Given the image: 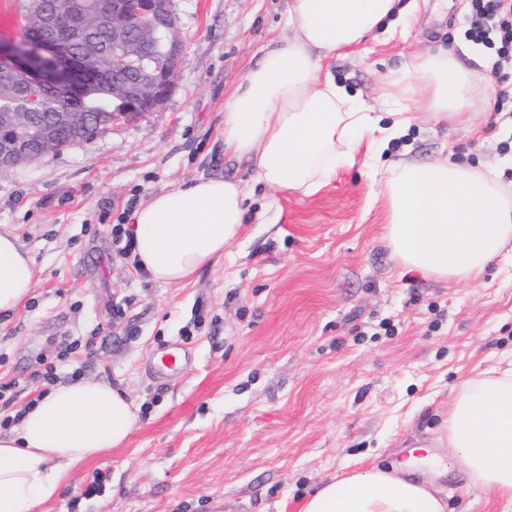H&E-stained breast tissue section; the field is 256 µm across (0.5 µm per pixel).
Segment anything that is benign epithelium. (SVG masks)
<instances>
[{
  "label": "benign epithelium",
  "instance_id": "benign-epithelium-1",
  "mask_svg": "<svg viewBox=\"0 0 512 512\" xmlns=\"http://www.w3.org/2000/svg\"><path fill=\"white\" fill-rule=\"evenodd\" d=\"M112 27V68L92 70L85 57L75 55L73 42L57 36L70 27ZM177 19L171 0H101L91 13L59 10L43 18L41 36L34 40L0 43V66L15 76L9 82L12 98L22 108H38V94L51 88L65 92L69 106L57 113L58 123L80 130L86 123L81 108L88 88L98 82L112 84L120 102L112 120L153 112L165 101L182 49L176 37ZM0 151V166L28 164L62 149L54 133L28 121L11 124Z\"/></svg>",
  "mask_w": 512,
  "mask_h": 512
}]
</instances>
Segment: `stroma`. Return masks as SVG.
<instances>
[{
	"instance_id": "obj_1",
	"label": "stroma",
	"mask_w": 512,
	"mask_h": 512,
	"mask_svg": "<svg viewBox=\"0 0 512 512\" xmlns=\"http://www.w3.org/2000/svg\"><path fill=\"white\" fill-rule=\"evenodd\" d=\"M293 0H173L181 63L158 109L90 142L0 171V229L29 255L35 288L0 317V378L93 339L82 377L134 403L128 441L71 467L34 512H301L319 483L414 448L447 455L460 386L512 365V263L474 280L407 270L387 238L381 188L360 148L311 195L259 182L224 149V106L264 52L292 38ZM471 0H416L404 36L382 32L325 59L338 85L386 115L380 90L412 57L452 52L476 81L466 124L420 116L388 162L436 157L502 174L512 136L495 110L512 68L465 39ZM248 184L228 255L160 284L113 256L112 227L198 178ZM122 316H114L115 304ZM178 370L158 375L164 347ZM105 476L86 495L94 472ZM447 512H505L458 466L435 482Z\"/></svg>"
}]
</instances>
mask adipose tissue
<instances>
[{
  "mask_svg": "<svg viewBox=\"0 0 512 512\" xmlns=\"http://www.w3.org/2000/svg\"><path fill=\"white\" fill-rule=\"evenodd\" d=\"M398 0H294V37L268 49L225 107L224 148L247 157L258 181L311 195L352 165L361 144L372 156L378 119L336 84L322 62L382 29ZM473 77L446 53L419 55L385 83L381 97L399 134L411 111L469 121ZM387 239L401 263L437 277L469 280L512 243V198L491 170L444 159L380 171ZM248 188L201 178L155 195L132 215L140 268L163 284L191 281L223 256L245 220ZM34 271L16 236L0 231V315L32 294ZM138 417L109 384L80 380L52 387L0 437V512H33L56 493L72 466L121 445ZM448 452L473 485L512 505V373L470 379L448 412ZM432 485L400 471L367 469L322 484L302 512H447Z\"/></svg>",
  "mask_w": 512,
  "mask_h": 512,
  "instance_id": "ef3b65f1",
  "label": "adipose tissue"
}]
</instances>
